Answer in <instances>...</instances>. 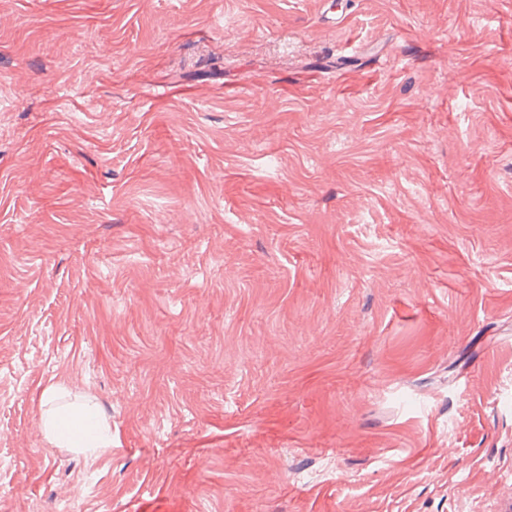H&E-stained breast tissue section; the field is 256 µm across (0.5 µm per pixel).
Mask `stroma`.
Masks as SVG:
<instances>
[{"label":"stroma","mask_w":512,"mask_h":512,"mask_svg":"<svg viewBox=\"0 0 512 512\" xmlns=\"http://www.w3.org/2000/svg\"><path fill=\"white\" fill-rule=\"evenodd\" d=\"M0 512H512V0H0ZM79 413L78 422L88 423L87 429L78 435L65 433L62 430L64 425L73 423V413ZM98 414L90 407H78L72 411H62L55 417L43 422L46 437L49 442L65 448H78L89 452L91 456H97L101 451L112 446V436L105 435L101 422L97 419Z\"/></svg>","instance_id":"obj_1"}]
</instances>
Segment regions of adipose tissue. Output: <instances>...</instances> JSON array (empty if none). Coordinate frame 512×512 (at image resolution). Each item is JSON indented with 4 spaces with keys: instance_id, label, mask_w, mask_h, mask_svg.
Listing matches in <instances>:
<instances>
[{
    "instance_id": "ef3b65f1",
    "label": "adipose tissue",
    "mask_w": 512,
    "mask_h": 512,
    "mask_svg": "<svg viewBox=\"0 0 512 512\" xmlns=\"http://www.w3.org/2000/svg\"><path fill=\"white\" fill-rule=\"evenodd\" d=\"M50 443L65 448H77L98 455L112 444L105 435L97 413L92 408H79L77 414L62 411L43 423Z\"/></svg>"
}]
</instances>
